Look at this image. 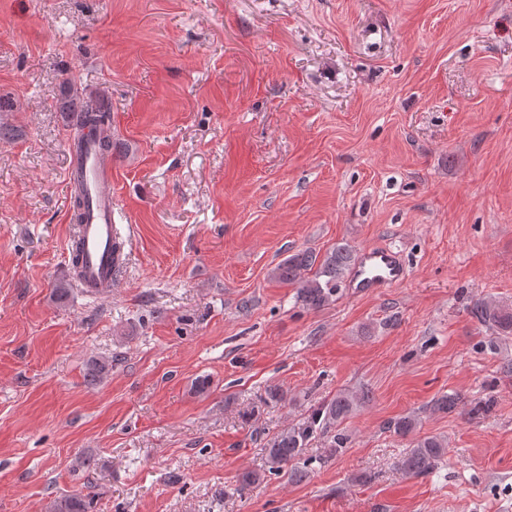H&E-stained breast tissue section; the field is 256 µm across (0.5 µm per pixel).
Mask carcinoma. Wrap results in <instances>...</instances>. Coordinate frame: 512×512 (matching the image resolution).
Masks as SVG:
<instances>
[{"label": "carcinoma", "instance_id": "obj_1", "mask_svg": "<svg viewBox=\"0 0 512 512\" xmlns=\"http://www.w3.org/2000/svg\"><path fill=\"white\" fill-rule=\"evenodd\" d=\"M60 108L66 112L82 115V122L91 126L105 125L108 113L92 107L91 100L69 94L59 99ZM355 258L354 251L345 243H338L322 260L310 251L290 255L273 270V277L297 288V300L307 308H319L336 296L342 287L345 273ZM473 315L481 322L512 333V312L499 306L480 301L473 307ZM358 397L350 393H339L323 403L301 424L292 425L271 437L265 452L268 473H287L289 480L301 482L308 473L302 456L308 443L318 434L338 426L353 410ZM418 420L406 415L387 423V429L402 437H412L406 451L402 469L411 476H420L432 471L445 456L448 449L446 439L437 436L416 437ZM266 473V474H268ZM266 474L248 471L238 478L237 491L243 492L260 483ZM49 512H91L90 499L81 493L62 494L49 505Z\"/></svg>", "mask_w": 512, "mask_h": 512}]
</instances>
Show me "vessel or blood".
<instances>
[{
  "instance_id": "b4317fda",
  "label": "vessel or blood",
  "mask_w": 512,
  "mask_h": 512,
  "mask_svg": "<svg viewBox=\"0 0 512 512\" xmlns=\"http://www.w3.org/2000/svg\"><path fill=\"white\" fill-rule=\"evenodd\" d=\"M111 139L107 128L86 125L74 127L67 141V187L80 191L83 199L69 251L77 259L74 271L79 288L99 298L111 296L117 272L126 258L112 204L115 154L101 148ZM405 277L398 252L373 246L360 251L349 269L347 286L352 295L373 296L398 286Z\"/></svg>"
}]
</instances>
